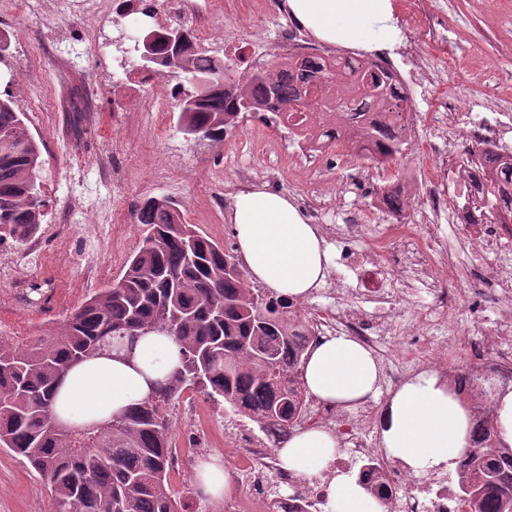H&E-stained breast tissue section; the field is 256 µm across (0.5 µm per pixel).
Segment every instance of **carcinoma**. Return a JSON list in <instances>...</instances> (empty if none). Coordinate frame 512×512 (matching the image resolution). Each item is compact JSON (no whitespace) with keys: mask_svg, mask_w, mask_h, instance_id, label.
<instances>
[{"mask_svg":"<svg viewBox=\"0 0 512 512\" xmlns=\"http://www.w3.org/2000/svg\"><path fill=\"white\" fill-rule=\"evenodd\" d=\"M154 53L152 71H176L184 82L179 93L189 95L177 117L184 134L219 144L248 115L275 108L304 121L306 113L322 111L326 121L312 128L318 140L331 145L348 131L356 155L380 166L403 155L407 135L399 120L410 97L382 57L304 53L297 66L283 57L272 69L244 74L241 84L224 85L218 76L228 63L207 56L189 31L179 51L159 44ZM40 157L25 114L0 98V243L22 246L40 229ZM464 164L480 178L464 194L463 208L484 210L498 224L512 218V154L471 148ZM407 196L394 185L379 201L400 217ZM136 220L145 236L116 284L95 292L46 336L17 348L0 340V446L40 474L51 512H181L169 486L170 410L188 390L221 397L260 426L287 432L310 421L302 366L311 344L290 321L293 302L230 270L235 249L197 232L173 199H145ZM162 323L181 361L152 395L96 426L58 429L53 399L66 372L132 348ZM510 455L493 426L481 447L465 453L471 468L458 481V496L471 512H512V463L504 462Z\"/></svg>","mask_w":512,"mask_h":512,"instance_id":"1","label":"carcinoma"}]
</instances>
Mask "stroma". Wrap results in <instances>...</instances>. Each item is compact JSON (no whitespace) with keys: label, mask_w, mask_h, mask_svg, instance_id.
I'll use <instances>...</instances> for the list:
<instances>
[{"label":"stroma","mask_w":512,"mask_h":512,"mask_svg":"<svg viewBox=\"0 0 512 512\" xmlns=\"http://www.w3.org/2000/svg\"><path fill=\"white\" fill-rule=\"evenodd\" d=\"M0 0V31L10 49L0 58V93L9 92L27 115L31 135L41 150L45 207L38 238L44 258L37 271L48 283V299L40 307L13 297L0 282V328L15 341L50 329L94 291L117 281L128 257L137 249L143 225L135 211L149 196L179 201L188 223L200 232L226 241L234 229L226 216L238 192L237 172L248 166L257 185L300 199L309 184L338 198L325 223L348 224L356 213L372 223L391 224L390 213L375 210L376 192L402 176L421 184L437 163L427 151L452 152L461 164L469 144L438 137L420 123L397 163L351 169L330 165L320 176L304 173L286 132L279 148L263 150L247 130L246 118L223 143L189 139L176 128L177 74L162 71L144 83L136 71L113 70L112 59L132 51L133 35L148 25L141 12H122L105 20L81 9H62L58 0ZM283 0H197L213 38L208 50L216 58L236 61L239 71L270 67L280 49L279 27L288 17ZM401 28H408L416 8L433 17L446 40L445 48L422 46L426 68L409 94L415 112L442 110L448 99H482L492 111L512 114V0H396ZM253 24L249 44L228 50L226 30ZM124 84V108L112 103V89ZM154 99L162 124L153 127L138 102ZM191 398L203 410V427L213 442V457L224 455V417L229 407L220 399L194 390ZM50 492L23 458L0 448V512H50Z\"/></svg>","instance_id":"35a3bbf8"}]
</instances>
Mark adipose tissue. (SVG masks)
Wrapping results in <instances>:
<instances>
[{
  "instance_id": "1",
  "label": "adipose tissue",
  "mask_w": 512,
  "mask_h": 512,
  "mask_svg": "<svg viewBox=\"0 0 512 512\" xmlns=\"http://www.w3.org/2000/svg\"><path fill=\"white\" fill-rule=\"evenodd\" d=\"M291 18L321 43L375 56L391 52L400 30L395 0H286ZM251 279L293 300L324 284L326 241L287 196L265 189L238 193L228 216ZM180 362L176 344L151 332L130 359L101 357L73 366L54 397L53 409L72 423L108 417L144 401L156 382ZM303 380L319 402L351 410L380 394L379 364L371 350L344 333L320 338ZM471 409L447 380L424 371L394 390L380 410L377 431L385 454L410 473L452 470L472 446ZM343 452L335 431L319 424L292 431L277 457L283 469L313 479ZM325 512H386L356 475L336 473Z\"/></svg>"
}]
</instances>
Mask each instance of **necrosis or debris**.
<instances>
[{
  "label": "necrosis or debris",
  "mask_w": 512,
  "mask_h": 512,
  "mask_svg": "<svg viewBox=\"0 0 512 512\" xmlns=\"http://www.w3.org/2000/svg\"><path fill=\"white\" fill-rule=\"evenodd\" d=\"M484 104L472 100L451 103L428 119L449 137L473 142H491L506 124L485 115ZM448 163L439 159L429 182L416 200L428 215L441 216L449 209ZM327 241L340 251L338 263L356 280L351 299L343 307L328 306L307 316L304 334L319 337L344 332L371 349H379L381 334L391 331L398 344L391 351L384 387L391 390L423 370L434 369L447 376L456 388L492 381L512 385V267L504 256L512 254V225L491 224L477 218L475 225H456L452 236H444L440 225L392 224L379 229L373 224H328ZM470 247L468 261H460L458 244ZM468 282L467 301L449 296L447 283ZM373 304L369 316L360 306ZM410 319H395L400 307ZM477 321V334H460L459 312ZM440 329L448 344L447 355L426 344L425 334ZM461 355L469 364L466 372L453 367L451 355ZM373 405L361 407L350 416L332 407L314 406L321 424L336 428L348 457H339L320 477L302 481L278 464L276 447L284 435L275 425L254 428L238 418L224 423V442L234 452V463L245 494L226 498L224 512H251L261 503L262 512H324L327 488L336 472L374 471L379 485L402 488L390 499L388 512H470L454 491L453 473L433 471L411 475L385 459L378 440L369 438L368 423Z\"/></svg>",
  "instance_id": "4bbe7bcc"
}]
</instances>
